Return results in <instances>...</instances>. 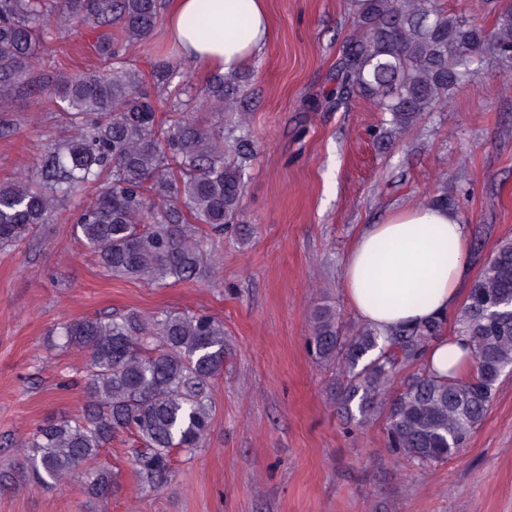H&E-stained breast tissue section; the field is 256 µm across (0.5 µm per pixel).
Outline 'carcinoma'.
<instances>
[{"label": "carcinoma", "mask_w": 512, "mask_h": 512, "mask_svg": "<svg viewBox=\"0 0 512 512\" xmlns=\"http://www.w3.org/2000/svg\"><path fill=\"white\" fill-rule=\"evenodd\" d=\"M355 31L343 42L337 87L355 89L389 114L390 132L410 127L474 80L476 58L512 56V29L497 37L438 0H354ZM165 0H0V112L33 92L44 68L42 39L78 21L107 32L109 60L100 73L57 79L59 117L77 136L54 144L31 172L0 183V248L23 241L49 221L77 187L97 185L75 217V231L114 277L150 282L199 278L207 244L239 223L244 176L254 157L245 126L247 75L214 73L208 98L222 112L211 124L183 119L191 100L163 94L185 60L160 62L147 79L126 66L127 51L150 38ZM446 319L382 332L369 325L343 336L327 305L312 313L313 345L325 365L353 369L339 392L347 422L385 414L386 444L418 465L444 462L482 423L497 384L512 371V239L492 256L457 312L454 336L468 344L472 370L441 377L422 364ZM63 346L89 361L85 405L76 418L42 424L25 456L26 474L42 485L79 474L88 493H112L97 458L128 432L138 472L153 488L167 479L172 455L201 446L212 416L213 376L224 365V323L194 312L144 318L83 317L62 326ZM415 371L394 388L403 366Z\"/></svg>", "instance_id": "obj_1"}]
</instances>
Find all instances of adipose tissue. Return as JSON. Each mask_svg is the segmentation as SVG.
Listing matches in <instances>:
<instances>
[{
    "label": "adipose tissue",
    "mask_w": 512,
    "mask_h": 512,
    "mask_svg": "<svg viewBox=\"0 0 512 512\" xmlns=\"http://www.w3.org/2000/svg\"><path fill=\"white\" fill-rule=\"evenodd\" d=\"M166 37L194 65L233 74L268 42L264 0H171ZM468 277L466 231L457 214L420 204L367 225L342 281L354 313L384 331L452 311Z\"/></svg>",
    "instance_id": "adipose-tissue-1"
}]
</instances>
